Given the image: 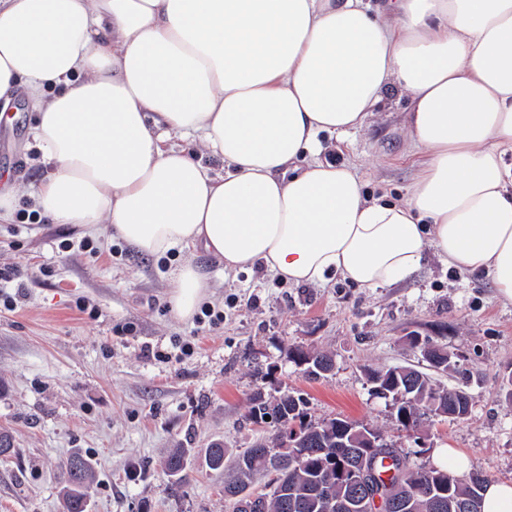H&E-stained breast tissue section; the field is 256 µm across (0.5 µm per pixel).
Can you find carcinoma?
Instances as JSON below:
<instances>
[{"label": "carcinoma", "instance_id": "1", "mask_svg": "<svg viewBox=\"0 0 512 512\" xmlns=\"http://www.w3.org/2000/svg\"><path fill=\"white\" fill-rule=\"evenodd\" d=\"M383 377L380 387L389 392L388 401L396 406V420L407 431L419 428L426 415L452 414L457 419L466 417L469 408L467 395L454 389L434 388L428 376L414 368H405L395 375L387 370L370 369L366 380ZM300 413L288 416L299 429L301 440L297 452L303 460L278 464L268 456L267 444L257 443L237 456L234 478L224 485V492L244 491L257 474L268 477V499L262 512H360L345 507L352 499L353 487L337 480L336 467L356 466L364 433L369 428L343 426V419L329 421L328 427L316 425L307 418L303 399ZM191 449L175 448L165 463L166 474L172 484L179 486L189 478L188 460ZM224 446L214 443L205 451V463L212 470L224 469ZM68 480L63 490L65 512H89L95 474L90 460L78 452L64 462ZM377 473L386 492L396 503L394 512H468L467 505L476 500L481 505V490L487 482L482 472L475 470L463 480L445 469L426 465L409 466L400 471L397 464L388 465L384 458L377 460ZM436 481L448 482L447 495L440 505L426 498V490ZM288 494L283 495L281 491Z\"/></svg>", "mask_w": 512, "mask_h": 512}]
</instances>
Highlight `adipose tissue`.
<instances>
[{
	"label": "adipose tissue",
	"instance_id": "1",
	"mask_svg": "<svg viewBox=\"0 0 512 512\" xmlns=\"http://www.w3.org/2000/svg\"><path fill=\"white\" fill-rule=\"evenodd\" d=\"M0 0V106L23 91L56 224L140 253L373 290L435 253L512 304V0ZM407 95L423 157L405 201L368 197L322 136ZM219 159L212 171L208 159ZM182 318L205 273H170Z\"/></svg>",
	"mask_w": 512,
	"mask_h": 512
}]
</instances>
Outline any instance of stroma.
Returning <instances> with one entry per match:
<instances>
[{
  "label": "stroma",
  "instance_id": "obj_1",
  "mask_svg": "<svg viewBox=\"0 0 512 512\" xmlns=\"http://www.w3.org/2000/svg\"><path fill=\"white\" fill-rule=\"evenodd\" d=\"M406 106L393 96L361 130L323 140L367 195L404 200L421 168ZM16 107L11 123L0 122V172L33 186L46 167L25 99ZM31 209L22 198L0 223V267L20 272L0 286L17 303L0 313V427L19 450L0 457V512H63V463L75 451L95 468L90 512H230L225 476L206 467L204 450L219 441L231 457L274 434L246 419L259 386L301 394L313 421L346 418L378 431L411 464L435 465L449 448L487 479L512 481V401L501 387L512 372V304L489 279L432 254L409 280L373 291L341 279L288 284L257 270L224 271L200 250L142 255L105 224L32 223ZM70 240L89 248L62 251ZM187 260L209 278L205 306L221 314L218 325L171 308L169 272ZM417 335L447 344L448 369L423 361L410 343ZM295 348L331 355L333 371L310 378L291 359ZM396 366L465 391L468 416L404 430L365 376ZM173 448L193 451L179 486L162 465Z\"/></svg>",
  "mask_w": 512,
  "mask_h": 512
}]
</instances>
